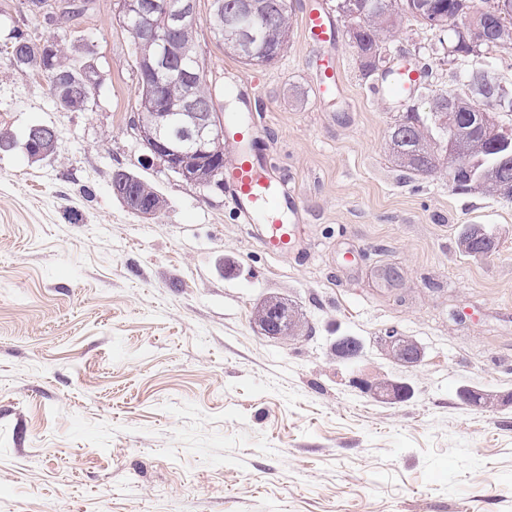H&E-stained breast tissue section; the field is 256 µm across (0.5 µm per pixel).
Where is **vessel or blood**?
I'll use <instances>...</instances> for the list:
<instances>
[{"label":"vessel or blood","instance_id":"obj_1","mask_svg":"<svg viewBox=\"0 0 512 512\" xmlns=\"http://www.w3.org/2000/svg\"><path fill=\"white\" fill-rule=\"evenodd\" d=\"M228 176L238 218L254 225L262 249L276 257L296 250L303 231L299 196L285 190L258 160L246 154L233 158Z\"/></svg>","mask_w":512,"mask_h":512}]
</instances>
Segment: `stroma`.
Wrapping results in <instances>:
<instances>
[{
    "instance_id": "35a3bbf8",
    "label": "stroma",
    "mask_w": 512,
    "mask_h": 512,
    "mask_svg": "<svg viewBox=\"0 0 512 512\" xmlns=\"http://www.w3.org/2000/svg\"><path fill=\"white\" fill-rule=\"evenodd\" d=\"M209 5L197 0V40L218 110L245 118L247 147L307 212L285 258L238 223L229 190L141 166L115 0L71 22L77 60L100 77L79 112L11 64L14 30H54L0 0V130L57 137L40 161L0 154V512H512V200L453 191L444 164L409 172L388 146L408 108L467 93L471 69L512 93V49L463 59L403 21L383 54L423 78L397 98L336 0H292L290 40L267 65L216 47ZM318 7L335 30L320 46L304 33ZM328 65L338 89L321 99ZM117 168L165 209L129 212L112 193ZM471 224L495 239L490 256L462 252ZM273 295L303 337L257 333L252 313ZM390 327L421 344L420 366L386 354ZM340 336L361 342L354 361L333 356ZM381 379L409 397L359 386ZM466 388L504 402L469 404Z\"/></svg>"
}]
</instances>
